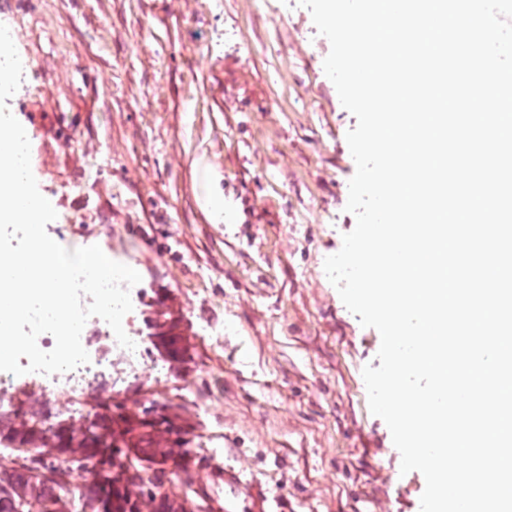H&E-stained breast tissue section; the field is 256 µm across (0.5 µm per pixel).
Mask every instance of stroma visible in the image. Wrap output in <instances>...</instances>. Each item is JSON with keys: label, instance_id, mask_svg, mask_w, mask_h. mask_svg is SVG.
Returning a JSON list of instances; mask_svg holds the SVG:
<instances>
[{"label": "stroma", "instance_id": "stroma-1", "mask_svg": "<svg viewBox=\"0 0 512 512\" xmlns=\"http://www.w3.org/2000/svg\"><path fill=\"white\" fill-rule=\"evenodd\" d=\"M24 70L9 99L57 212L49 236L137 268L123 319L166 296L189 348L128 378L182 405L212 512H420L362 377L381 338L324 271L356 218V118L297 0H0ZM224 178L236 223L197 206L192 162ZM240 487L218 484L216 466Z\"/></svg>", "mask_w": 512, "mask_h": 512}]
</instances>
